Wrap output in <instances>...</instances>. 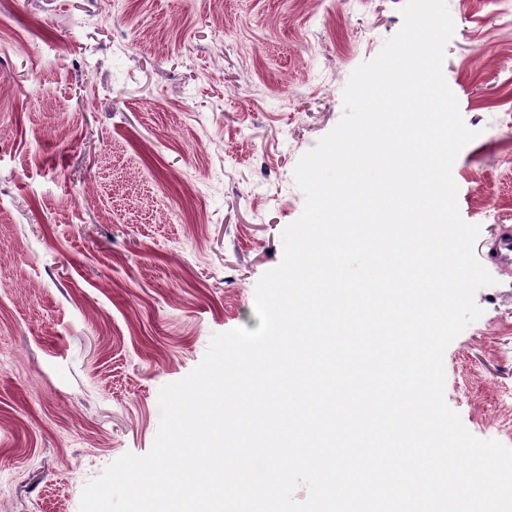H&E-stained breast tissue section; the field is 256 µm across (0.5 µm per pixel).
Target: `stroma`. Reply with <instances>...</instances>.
Instances as JSON below:
<instances>
[{
  "label": "stroma",
  "mask_w": 512,
  "mask_h": 512,
  "mask_svg": "<svg viewBox=\"0 0 512 512\" xmlns=\"http://www.w3.org/2000/svg\"><path fill=\"white\" fill-rule=\"evenodd\" d=\"M406 2L0 0V512H79L151 449L161 387L213 334L258 328L295 167ZM447 3L444 76L478 133L452 175L482 251L512 225V0ZM491 275L444 396L498 441L512 274Z\"/></svg>",
  "instance_id": "obj_1"
}]
</instances>
